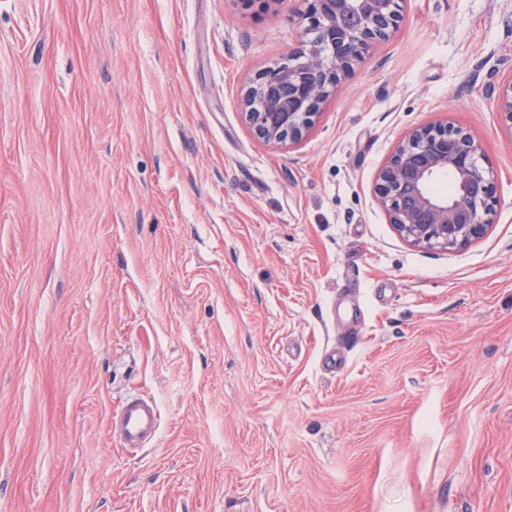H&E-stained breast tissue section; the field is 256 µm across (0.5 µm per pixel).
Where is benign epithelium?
Returning <instances> with one entry per match:
<instances>
[{"instance_id": "benign-epithelium-1", "label": "benign epithelium", "mask_w": 512, "mask_h": 512, "mask_svg": "<svg viewBox=\"0 0 512 512\" xmlns=\"http://www.w3.org/2000/svg\"><path fill=\"white\" fill-rule=\"evenodd\" d=\"M302 23L299 44L277 66L246 86L245 119L273 146L303 140L324 102L354 64L385 41L401 21L399 0H295ZM512 130V78L489 91ZM475 136L443 124L413 128L379 169L374 193L389 223L410 244L454 250L483 238L496 207L494 176L482 164ZM442 175L453 190L439 195Z\"/></svg>"}]
</instances>
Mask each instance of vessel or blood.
Wrapping results in <instances>:
<instances>
[{
  "label": "vessel or blood",
  "mask_w": 512,
  "mask_h": 512,
  "mask_svg": "<svg viewBox=\"0 0 512 512\" xmlns=\"http://www.w3.org/2000/svg\"><path fill=\"white\" fill-rule=\"evenodd\" d=\"M160 413L155 401L145 395L128 397L113 417V433L122 448L133 452L145 447L157 434Z\"/></svg>",
  "instance_id": "b4317fda"
}]
</instances>
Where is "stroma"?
Here are the masks:
<instances>
[{
	"label": "stroma",
	"instance_id": "obj_1",
	"mask_svg": "<svg viewBox=\"0 0 512 512\" xmlns=\"http://www.w3.org/2000/svg\"><path fill=\"white\" fill-rule=\"evenodd\" d=\"M401 13L276 148L241 95L291 0H0V512H512V0ZM438 123L498 199L450 251L374 195ZM489 97L493 99L497 112L508 129L512 130V78L493 85L489 91ZM160 413L155 401L143 394L128 397L113 416V433L122 448H144L157 434Z\"/></svg>",
	"mask_w": 512,
	"mask_h": 512
}]
</instances>
